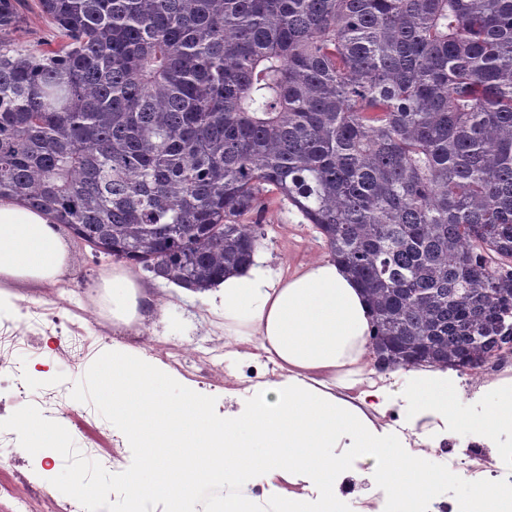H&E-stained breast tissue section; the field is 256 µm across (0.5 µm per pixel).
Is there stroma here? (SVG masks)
Returning <instances> with one entry per match:
<instances>
[{"mask_svg":"<svg viewBox=\"0 0 512 512\" xmlns=\"http://www.w3.org/2000/svg\"><path fill=\"white\" fill-rule=\"evenodd\" d=\"M16 8L20 23L17 33L8 37V44L33 49L50 38L51 25L39 12L36 0H16ZM262 221L264 237L259 248L265 253V267L271 272L293 269L327 256L320 235L287 203L273 201ZM72 248L78 266L75 281L61 288L26 293L27 301L33 304H58L68 325L36 331L34 346L15 353L16 380L22 395L39 389L69 398L72 387L61 354L67 350L68 336L73 331L91 336L90 348L94 354L112 350L131 353L195 392L215 397L216 411L221 416L241 409L250 386L280 380V370L258 356L255 342L242 343L225 335L223 320L212 315L206 304L183 300L157 280L151 286L159 297L161 322L147 321L128 331L113 330L112 308L98 305L93 290L100 274L111 267L112 261L77 242ZM209 362L220 364L223 372L214 383L205 384L198 372ZM461 387L455 420L447 429L434 431L430 436L431 464L444 471L445 477L426 504L428 512L438 505L450 510L470 491L469 480L447 476L449 457L461 455L477 442L483 443L490 456L496 457L503 446L512 443V435L507 433L491 441L481 439L470 421L489 409L491 399L484 387H472L470 376H462ZM370 467V461L363 458L349 462L348 475L341 487V512H363L367 506L383 512L384 490L365 477ZM62 469L57 452L45 449L33 456L25 454L15 432L0 431V512H11L18 496L27 499L29 512H83L76 500L62 494L51 483Z\"/></svg>","mask_w":512,"mask_h":512,"instance_id":"1","label":"stroma"}]
</instances>
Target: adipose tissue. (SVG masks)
Segmentation results:
<instances>
[{
	"instance_id": "adipose-tissue-1",
	"label": "adipose tissue",
	"mask_w": 512,
	"mask_h": 512,
	"mask_svg": "<svg viewBox=\"0 0 512 512\" xmlns=\"http://www.w3.org/2000/svg\"><path fill=\"white\" fill-rule=\"evenodd\" d=\"M260 256L227 274L223 281L182 298L202 297L224 320V333L259 339L264 357L283 372L280 381L257 388L236 414L209 417L197 394L172 396L152 369L115 358L108 363L104 388L124 417L135 443L154 449L165 475L163 485L140 475L128 488L134 499L164 489L172 500L189 493L183 478L188 457L171 449L192 448L217 458L212 479L238 481L264 473L290 484L286 512H311L308 490L322 488V512H340L339 485L350 457L373 465L371 481L387 487L391 512H413L416 499L431 496L438 484L431 452L405 455L399 434L380 419L390 407L388 388L372 378L369 338L372 318L362 288L331 258H317L293 272L275 276ZM74 273L71 245L59 224L18 200L0 199V309L17 287H55ZM112 303L114 329L133 328L156 307L153 288L123 263L104 270L98 281ZM410 384L403 410L409 424L430 418L447 425L455 417L460 383L448 367L406 370ZM488 413L472 421L487 438L512 432V386L495 385ZM454 512H512V484L475 487Z\"/></svg>"
}]
</instances>
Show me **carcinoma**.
Here are the masks:
<instances>
[{
  "instance_id": "obj_1",
  "label": "carcinoma",
  "mask_w": 512,
  "mask_h": 512,
  "mask_svg": "<svg viewBox=\"0 0 512 512\" xmlns=\"http://www.w3.org/2000/svg\"><path fill=\"white\" fill-rule=\"evenodd\" d=\"M37 7L51 40L0 41V198L193 288L283 200L363 288L380 369L512 348V0Z\"/></svg>"
}]
</instances>
